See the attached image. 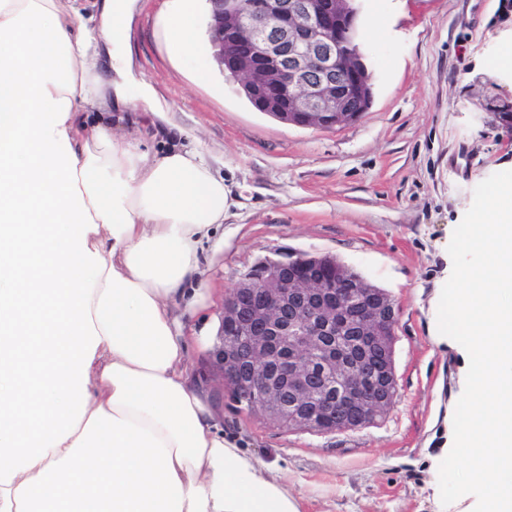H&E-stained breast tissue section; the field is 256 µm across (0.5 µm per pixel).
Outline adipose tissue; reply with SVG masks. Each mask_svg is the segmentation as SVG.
I'll use <instances>...</instances> for the list:
<instances>
[{
    "mask_svg": "<svg viewBox=\"0 0 512 512\" xmlns=\"http://www.w3.org/2000/svg\"><path fill=\"white\" fill-rule=\"evenodd\" d=\"M135 2L0 0V512H301L193 371L233 201L203 149L124 133L168 124Z\"/></svg>",
    "mask_w": 512,
    "mask_h": 512,
    "instance_id": "ef3b65f1",
    "label": "adipose tissue"
}]
</instances>
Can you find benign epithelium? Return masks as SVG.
Returning a JSON list of instances; mask_svg holds the SVG:
<instances>
[{
    "label": "benign epithelium",
    "instance_id": "7a95c632",
    "mask_svg": "<svg viewBox=\"0 0 512 512\" xmlns=\"http://www.w3.org/2000/svg\"><path fill=\"white\" fill-rule=\"evenodd\" d=\"M208 35L217 62L267 95L285 121L334 129L359 119L368 79L358 48L346 38L359 16L356 0H207ZM336 257L290 255L258 262L224 302L209 352L207 377L218 398L228 391L252 414L282 428L355 431L386 414L397 395L394 345L398 323L391 296L366 280L348 301L324 273ZM370 375L361 384L359 370Z\"/></svg>",
    "mask_w": 512,
    "mask_h": 512
}]
</instances>
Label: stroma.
I'll return each instance as SVG.
<instances>
[{"mask_svg":"<svg viewBox=\"0 0 512 512\" xmlns=\"http://www.w3.org/2000/svg\"><path fill=\"white\" fill-rule=\"evenodd\" d=\"M357 41L373 102L340 128L313 129L256 110L225 78L195 6L197 49L174 55L165 23L174 0H141L130 23L132 70L201 144L232 191L224 247L206 262L207 305L187 322L199 360L224 300L260 260L330 254L386 290L398 308V395L376 424L315 434L267 423L224 400V434L284 478L301 512H436L435 457L469 358L434 344L430 300L452 265V233L475 187L512 170V134L493 110L512 101L501 67L512 0H358Z\"/></svg>","mask_w":512,"mask_h":512,"instance_id":"1","label":"stroma"}]
</instances>
